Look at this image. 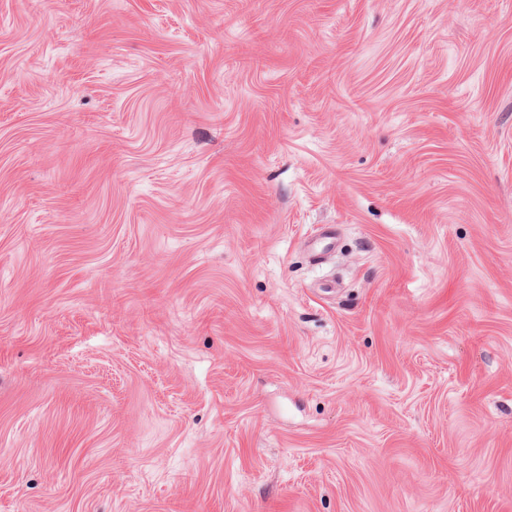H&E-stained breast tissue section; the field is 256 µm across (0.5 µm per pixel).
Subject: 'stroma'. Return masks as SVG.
I'll list each match as a JSON object with an SVG mask.
<instances>
[{
    "instance_id": "35a3bbf8",
    "label": "stroma",
    "mask_w": 512,
    "mask_h": 512,
    "mask_svg": "<svg viewBox=\"0 0 512 512\" xmlns=\"http://www.w3.org/2000/svg\"><path fill=\"white\" fill-rule=\"evenodd\" d=\"M0 512H512V0H0Z\"/></svg>"
}]
</instances>
